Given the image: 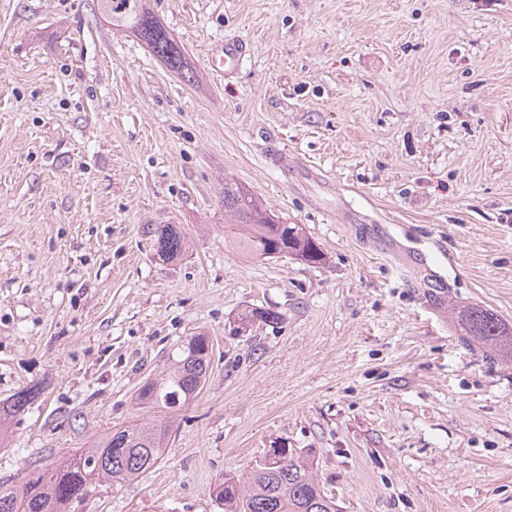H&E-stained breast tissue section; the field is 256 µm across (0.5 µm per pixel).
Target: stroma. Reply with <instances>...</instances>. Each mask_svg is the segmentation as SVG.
Returning a JSON list of instances; mask_svg holds the SVG:
<instances>
[{"label":"stroma","instance_id":"stroma-1","mask_svg":"<svg viewBox=\"0 0 512 512\" xmlns=\"http://www.w3.org/2000/svg\"><path fill=\"white\" fill-rule=\"evenodd\" d=\"M186 85L97 0H0V402L38 394L0 482L140 421V386L211 336L155 467L71 512H222L271 445L341 512H512V363L449 305L512 324V0H150ZM247 42L238 71L205 48ZM234 178L322 249L224 242ZM187 237L158 260L145 230ZM280 314L235 332L241 313Z\"/></svg>","mask_w":512,"mask_h":512}]
</instances>
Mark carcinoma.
Returning a JSON list of instances; mask_svg holds the SVG:
<instances>
[{
	"label": "carcinoma",
	"mask_w": 512,
	"mask_h": 512,
	"mask_svg": "<svg viewBox=\"0 0 512 512\" xmlns=\"http://www.w3.org/2000/svg\"><path fill=\"white\" fill-rule=\"evenodd\" d=\"M100 13L110 24L139 38L148 50L187 84L198 83L179 43L170 35L146 0H99ZM224 239L248 257H290L308 264L323 261V251L297 224H288L268 209L241 183L224 179ZM155 254L170 262L185 249L184 234L173 224L151 225ZM466 342L479 346L497 360L512 362V326L493 310L468 305L453 309ZM281 315L253 308L239 318L235 331H247L260 321L276 324ZM213 342L202 333L179 344L169 367L146 380L136 399L142 404L175 410L169 397L178 396L179 407L202 392L209 374ZM30 396L23 391L0 403V442L7 438L9 419L20 413ZM169 428L139 423L103 436L79 448L65 460L45 468L34 467L17 482L0 483V512H69L82 500L92 481L120 484L150 470L169 443ZM224 512H339L314 472V460L295 448H273L269 460L255 466L246 480L226 476L212 487Z\"/></svg>",
	"instance_id": "1"
}]
</instances>
